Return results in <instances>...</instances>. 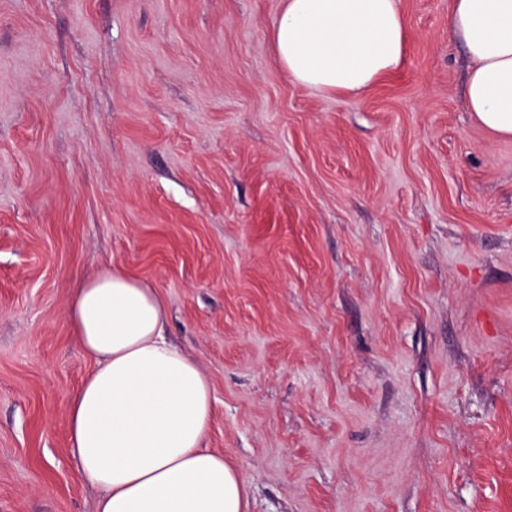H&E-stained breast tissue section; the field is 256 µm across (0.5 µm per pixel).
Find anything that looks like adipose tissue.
<instances>
[{
	"mask_svg": "<svg viewBox=\"0 0 512 512\" xmlns=\"http://www.w3.org/2000/svg\"><path fill=\"white\" fill-rule=\"evenodd\" d=\"M448 29L471 61L469 112L512 139V0H453ZM269 38L297 84L361 95L403 66L408 29L398 0H281ZM67 316L95 363L69 403V437L97 512H247L246 479L203 446L211 386L166 342L157 289L115 266L84 282Z\"/></svg>",
	"mask_w": 512,
	"mask_h": 512,
	"instance_id": "1",
	"label": "adipose tissue"
}]
</instances>
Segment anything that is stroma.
Instances as JSON below:
<instances>
[{
    "label": "stroma",
    "mask_w": 512,
    "mask_h": 512,
    "mask_svg": "<svg viewBox=\"0 0 512 512\" xmlns=\"http://www.w3.org/2000/svg\"><path fill=\"white\" fill-rule=\"evenodd\" d=\"M452 0L323 95L281 0H0V512H97L68 406L82 276L157 288L248 512H512V140Z\"/></svg>",
    "instance_id": "35a3bbf8"
}]
</instances>
